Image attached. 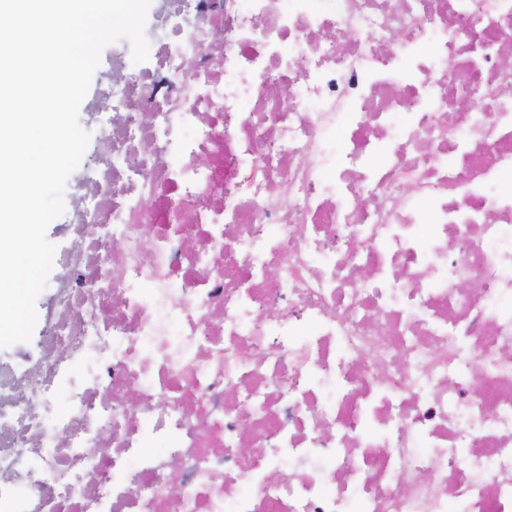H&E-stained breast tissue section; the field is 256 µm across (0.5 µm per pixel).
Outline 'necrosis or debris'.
Instances as JSON below:
<instances>
[{
  "mask_svg": "<svg viewBox=\"0 0 512 512\" xmlns=\"http://www.w3.org/2000/svg\"><path fill=\"white\" fill-rule=\"evenodd\" d=\"M146 40L0 365V492L512 512V0H158ZM60 271V267L55 262H53V267L48 277L47 287L39 295L36 302L38 320L31 340L29 342L16 343L10 347L0 349V363L4 365H12L15 367L21 362V354L23 348L28 349L31 352L36 349L37 341L43 330L45 313L50 303L52 292L50 287L54 278L60 273Z\"/></svg>",
  "mask_w": 512,
  "mask_h": 512,
  "instance_id": "4bbe7bcc",
  "label": "necrosis or debris"
}]
</instances>
